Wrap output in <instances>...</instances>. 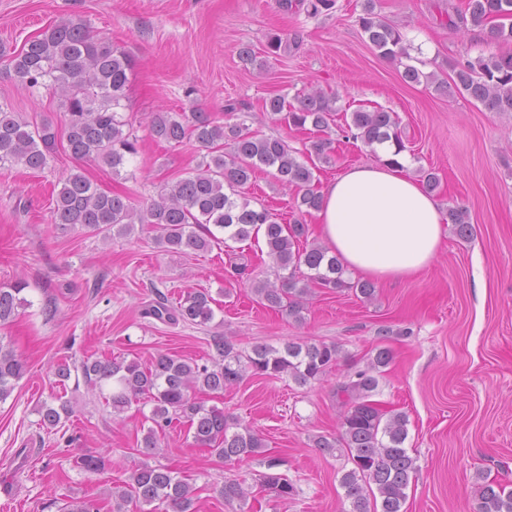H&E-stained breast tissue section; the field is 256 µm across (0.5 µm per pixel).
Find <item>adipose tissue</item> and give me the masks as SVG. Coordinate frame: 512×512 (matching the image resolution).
<instances>
[{
  "label": "adipose tissue",
  "mask_w": 512,
  "mask_h": 512,
  "mask_svg": "<svg viewBox=\"0 0 512 512\" xmlns=\"http://www.w3.org/2000/svg\"><path fill=\"white\" fill-rule=\"evenodd\" d=\"M380 163L346 168L320 191L316 213L330 253L350 271L408 280L438 255L446 222L435 198L383 148Z\"/></svg>",
  "instance_id": "ef3b65f1"
}]
</instances>
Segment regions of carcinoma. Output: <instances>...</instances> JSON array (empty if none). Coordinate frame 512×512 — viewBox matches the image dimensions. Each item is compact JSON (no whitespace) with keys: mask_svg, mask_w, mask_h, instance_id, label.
Returning <instances> with one entry per match:
<instances>
[{"mask_svg":"<svg viewBox=\"0 0 512 512\" xmlns=\"http://www.w3.org/2000/svg\"><path fill=\"white\" fill-rule=\"evenodd\" d=\"M333 0H280L288 11L300 6L309 14L332 7ZM375 0H364L357 17L361 31L390 62L402 63L409 57L399 29L375 12ZM512 0H467L465 10L448 18V26L471 25L486 29L492 43L512 41ZM15 79L29 89L53 86L62 99L67 146L77 159L100 160L119 174L138 153L137 139L123 127L128 121L121 115L134 61L122 48L91 34L82 23L61 21L37 37L28 40L10 59ZM406 82L446 88L473 104L491 112H512V53L479 54L459 61L453 67L451 82L437 80L412 65H404ZM335 97L313 90L295 97L290 103L281 96L265 102L268 117L288 128L311 125L323 132L329 127ZM346 138L367 147L392 142L397 152L405 150L400 120L384 109H357L351 112L344 130ZM150 135L156 141L181 143L193 139L207 151L209 161L188 176L162 187L158 198L142 210L136 209L125 195L105 192L93 185L80 171L61 179V188L52 211L55 224H68L98 233L117 229L130 233L135 225H147L159 232L156 242L169 252L188 250L206 252L220 243L244 242L263 234L267 256L273 264L275 281L251 284L261 303L288 311L301 318L303 297L309 284L329 289H352L371 299L376 288L370 282L351 283L346 268L327 248L313 244L302 246L308 227L298 221L281 224L265 208L251 207L246 189L255 170L274 169L277 183L297 190L294 206L309 213L320 207V196L312 189L317 163L332 160L331 140L312 142L309 153L314 159L304 162L297 151L279 137H259L240 123L219 124L207 112H158L150 122ZM57 145V128L48 118L34 126L16 112L0 109V166L21 165L41 170ZM449 216L457 237L467 239L472 227L468 211L452 207ZM223 233L218 237L217 233ZM25 283L0 287V325L10 322L18 308L26 303L20 297ZM213 298L206 292L187 293L178 305L161 303L149 311L160 321H182L202 326L214 318ZM217 356L211 363L199 364L169 353L155 355L149 366L135 359L114 356L106 360L86 359L74 369L60 364L55 369L58 382L70 380L72 372L81 374L84 384L94 390L108 384L107 402L118 413L140 400L152 403L151 423L142 438L144 459L133 469L130 482L113 492V512H195L192 487L170 467L154 460L167 429L182 422L192 432L193 443L205 447L224 463H240L265 448L264 440L247 427H233L224 409L207 407L197 393L221 394L238 384L245 373L258 376H286L305 386L319 380L336 365L339 348L334 344L290 341L283 348L256 345L244 355L221 336L212 337ZM392 351L376 348L364 370L338 385L336 397L342 408L339 438L320 435L314 439L323 452H343L353 467L340 480L349 509L343 512H402L406 490L418 471L416 458L404 447L407 417L374 399L377 375L392 362ZM26 372L25 362L13 349L0 343V402L6 400ZM74 409L68 401L43 403L38 410L40 425L53 430ZM78 468L101 473L108 460L102 455L84 454L75 460ZM278 462H268V471L259 475L260 488L276 500L294 495V486L282 474L274 472ZM215 492L230 503L246 502L245 481L229 479ZM477 512H512V491L492 482L478 486Z\"/></svg>","mask_w":512,"mask_h":512,"instance_id":"carcinoma-1","label":"carcinoma"}]
</instances>
